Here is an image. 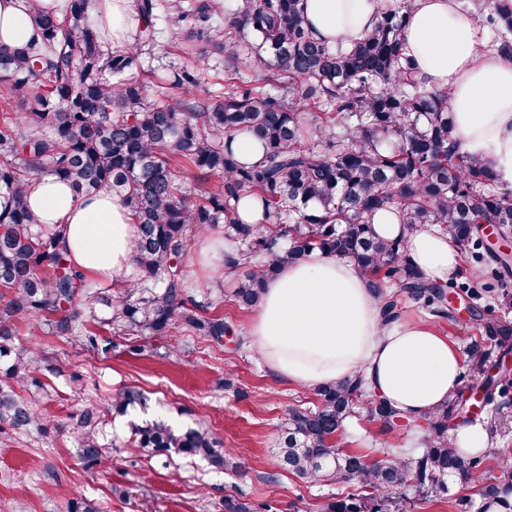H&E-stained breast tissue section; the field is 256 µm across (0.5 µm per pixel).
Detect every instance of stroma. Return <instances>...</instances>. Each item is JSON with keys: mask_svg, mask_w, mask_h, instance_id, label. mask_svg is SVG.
<instances>
[{"mask_svg": "<svg viewBox=\"0 0 512 512\" xmlns=\"http://www.w3.org/2000/svg\"><path fill=\"white\" fill-rule=\"evenodd\" d=\"M159 34L136 71L154 86L166 85L174 68L184 64L180 34L164 17ZM205 238H196L185 265L190 291L210 303L230 328L222 342L181 331L174 336H113L108 350L82 347L78 337L32 335L28 323L16 325L14 351L40 356L38 377L45 391L29 392L37 412L49 421L48 432L0 433V512H66V495L78 491L94 499L102 512H220L225 496L244 494L267 503L272 512H321L331 499L361 494L359 483L309 484L276 469L281 423L289 406L312 407L314 389L273 374L256 354L250 336L255 312L239 308L229 295L235 275L214 279L201 264ZM234 374L237 392L224 388ZM135 387L151 397L149 418L174 425H201L220 447L232 449L240 462L233 474L213 470L206 461L175 454H152L130 442L129 417L113 414L111 401L120 390ZM96 403L106 424L100 439L108 448L106 464L87 469L71 418ZM424 433L414 420L391 426L360 408L344 430L341 444L371 457L386 450L414 447ZM460 485L446 496L425 495L407 485L395 493L398 512H458Z\"/></svg>", "mask_w": 512, "mask_h": 512, "instance_id": "35a3bbf8", "label": "stroma"}]
</instances>
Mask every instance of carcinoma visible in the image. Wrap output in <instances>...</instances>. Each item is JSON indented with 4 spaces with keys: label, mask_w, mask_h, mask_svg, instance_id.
Listing matches in <instances>:
<instances>
[{
    "label": "carcinoma",
    "mask_w": 512,
    "mask_h": 512,
    "mask_svg": "<svg viewBox=\"0 0 512 512\" xmlns=\"http://www.w3.org/2000/svg\"><path fill=\"white\" fill-rule=\"evenodd\" d=\"M302 0H164L170 29L183 33L192 65L172 72L161 97L134 75L155 39L158 0H138L141 25L135 45L112 51L92 19L95 0H66L61 16L25 0L39 39L0 44V431H46L49 422L19 391L38 385L37 355L12 353L15 323L83 336L93 306L110 309L106 325L120 336H171L178 327L220 341L221 315L204 316L209 303L189 295L183 258L192 234L224 225L239 243L228 269H245L232 291L243 308L255 306L264 282L282 265L314 251L349 259L383 296L385 317L401 319L399 297L448 320L445 286L428 279L407 257V234L437 225L492 279H512V259L487 246L475 229L491 224L512 233V187L500 182L478 156L459 151L449 89L427 88L405 49V21L415 0L383 4L376 27L350 47L315 38ZM474 19L494 33L490 49L512 60V0H470ZM222 14L224 22L211 19ZM224 56V94L191 101L194 65ZM244 135L264 150L248 166L230 140ZM194 170L197 188L183 185ZM68 183L77 195L103 190L125 196L137 224L135 275L112 293L69 262L57 234L40 224L27 201L38 175ZM260 203L253 224L240 221L236 204ZM382 209L394 210L405 233L384 239L372 230ZM480 272L453 282L470 301L466 328L476 337L466 348L468 376L481 383L494 427L512 419V381L490 375L495 350L512 337V300L486 317L475 301L493 291L479 287ZM358 377L318 390L316 409L288 408L283 444L274 465L306 482L356 480L367 495L336 497L325 512H393V494L411 481L422 492L448 493L456 482L475 490L461 500L466 512H512V463L489 474L486 452L465 454L448 437V420L466 414L457 395L427 415L421 447L407 455L385 452L366 463L336 443L349 417L364 405ZM147 402L136 388L119 393L112 411L126 415ZM369 413L389 424L400 411L374 400ZM100 410L88 405L73 433L89 467L104 463ZM136 447L199 457L216 470L236 465L230 450L215 448L208 431L161 420L130 422ZM224 512H261L245 496L224 497ZM67 512H100L78 493Z\"/></svg>",
    "instance_id": "obj_1"
}]
</instances>
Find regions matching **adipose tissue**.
Masks as SVG:
<instances>
[{
	"label": "adipose tissue",
	"instance_id": "ef3b65f1",
	"mask_svg": "<svg viewBox=\"0 0 512 512\" xmlns=\"http://www.w3.org/2000/svg\"><path fill=\"white\" fill-rule=\"evenodd\" d=\"M312 33L329 43L363 38L379 19V0H303ZM113 49L135 43L136 0H99ZM34 34L19 0H0V41L21 45ZM405 41L430 87L453 91L460 152L480 156L512 184V61L482 52L477 27L459 0H416ZM28 203L42 224L61 232L71 264L99 281L130 278L137 235L124 196H75L53 176L32 180ZM427 277L446 283L463 273L450 235L427 227L407 241ZM251 334L275 375L307 387L361 377L378 399L421 417L445 403L459 383L461 359L447 337L410 322L385 323L382 301L349 260L316 252L268 279Z\"/></svg>",
	"mask_w": 512,
	"mask_h": 512
}]
</instances>
